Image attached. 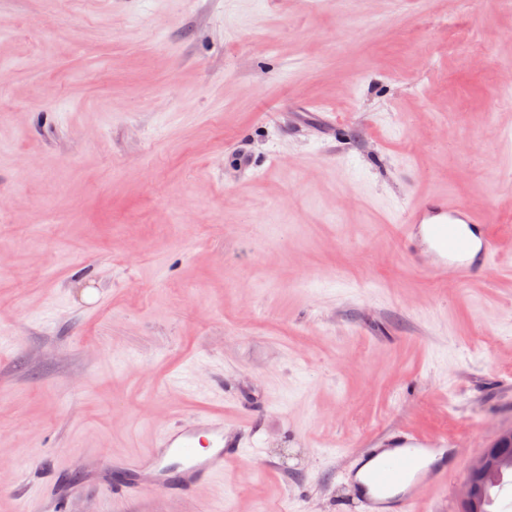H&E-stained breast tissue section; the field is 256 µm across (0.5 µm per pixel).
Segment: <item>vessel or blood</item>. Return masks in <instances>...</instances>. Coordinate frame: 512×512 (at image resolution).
I'll return each instance as SVG.
<instances>
[{"instance_id":"1","label":"vessel or blood","mask_w":512,"mask_h":512,"mask_svg":"<svg viewBox=\"0 0 512 512\" xmlns=\"http://www.w3.org/2000/svg\"><path fill=\"white\" fill-rule=\"evenodd\" d=\"M489 224L483 208L450 195L418 197L401 219L404 233L425 238L433 256L430 274L438 279L451 273L461 281L498 262ZM229 443L223 415H195L163 429L149 452L122 465L108 487L116 496L155 485L174 498L193 494L223 478ZM447 473L441 441L411 433L394 447L365 449L343 471L360 512H415L419 488Z\"/></svg>"}]
</instances>
